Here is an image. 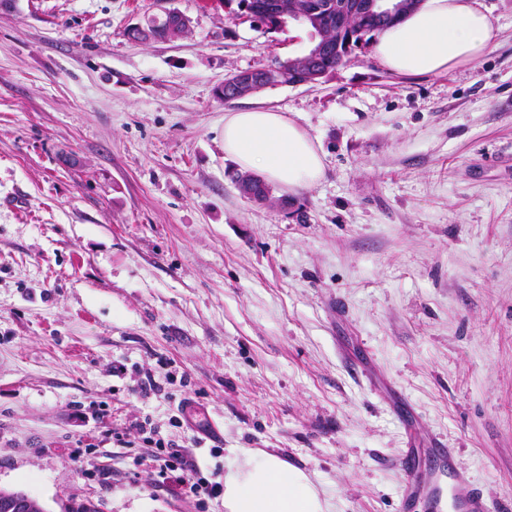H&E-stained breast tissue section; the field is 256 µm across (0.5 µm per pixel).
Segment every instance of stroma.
Returning a JSON list of instances; mask_svg holds the SVG:
<instances>
[{"mask_svg": "<svg viewBox=\"0 0 512 512\" xmlns=\"http://www.w3.org/2000/svg\"><path fill=\"white\" fill-rule=\"evenodd\" d=\"M479 6L492 44L448 72L392 73L368 43L229 102V73L306 29L219 0L0 11V488L224 512L157 487L146 419L212 482L234 449L278 454L331 512H403L397 461L435 440L512 512V0ZM169 10L190 34L129 39ZM247 108L298 121L324 179L243 198L224 115ZM285 65V73L282 79L280 80V83L286 84L290 81L296 80L298 75L301 74L302 66H301V60L299 57H293L288 58L287 60L283 61ZM333 70L330 69H321L316 68L312 69L310 74H303L301 79H297L295 83L288 84L292 86H298V85H308V84H317L321 82L322 79L327 77Z\"/></svg>", "mask_w": 512, "mask_h": 512, "instance_id": "stroma-1", "label": "stroma"}]
</instances>
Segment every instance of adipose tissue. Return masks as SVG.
I'll list each match as a JSON object with an SVG mask.
<instances>
[{
  "instance_id": "obj_1",
  "label": "adipose tissue",
  "mask_w": 512,
  "mask_h": 512,
  "mask_svg": "<svg viewBox=\"0 0 512 512\" xmlns=\"http://www.w3.org/2000/svg\"><path fill=\"white\" fill-rule=\"evenodd\" d=\"M494 26L476 0H423L383 30L375 55L389 71L437 75L480 58ZM224 151L240 168L290 193L318 184L324 156L304 128L276 110L224 116ZM224 512H329L309 475L273 453L239 450L224 475Z\"/></svg>"
}]
</instances>
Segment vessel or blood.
<instances>
[{"label":"vessel or blood","mask_w":512,"mask_h":512,"mask_svg":"<svg viewBox=\"0 0 512 512\" xmlns=\"http://www.w3.org/2000/svg\"><path fill=\"white\" fill-rule=\"evenodd\" d=\"M404 512L416 503L449 502L452 512H488L484 498L474 489L468 473L458 467L455 449L434 442L406 451L397 464Z\"/></svg>","instance_id":"b4317fda"}]
</instances>
